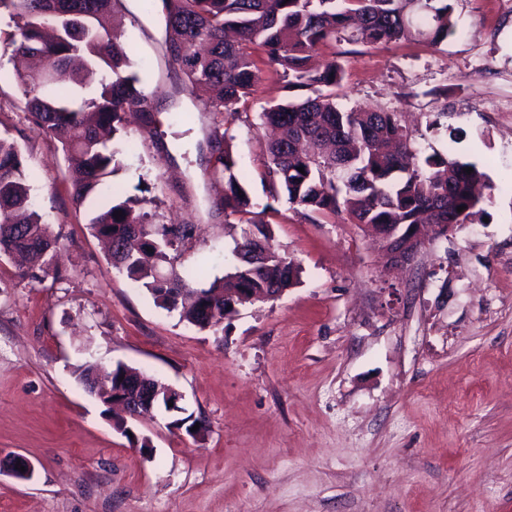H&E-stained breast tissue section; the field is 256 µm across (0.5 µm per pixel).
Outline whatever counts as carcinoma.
Returning a JSON list of instances; mask_svg holds the SVG:
<instances>
[{"label":"carcinoma","instance_id":"obj_1","mask_svg":"<svg viewBox=\"0 0 512 512\" xmlns=\"http://www.w3.org/2000/svg\"><path fill=\"white\" fill-rule=\"evenodd\" d=\"M119 4L0 0V11L15 23L14 54H38L55 72L79 63L73 78L79 87L83 74H101L90 94L54 90V82L34 74L18 76L32 121L77 159L69 173L77 203L116 171L118 151L109 139L125 132L126 112L149 111L139 79L126 71L127 47L112 28ZM161 5L165 48L179 71L180 88L209 111L235 119L238 104L254 94L259 80L257 48L282 69L288 87L312 92L299 102L263 109L264 124L279 131L266 145L272 192L325 216L343 215L351 224H378L384 236L404 224H467L476 214L481 198L474 186L485 174L474 164L431 156L420 166L394 113L338 106L336 89L344 72L337 61L318 69L308 65L311 53L333 38L372 47L408 38L441 44L456 32L447 0H161ZM210 146L209 174L224 179V216L244 218L270 242L256 204L234 172L226 133L217 126ZM469 167L473 172L467 174ZM138 204L113 201L90 220L95 235L109 244L112 266L141 284L159 306L179 311L180 318L201 329L218 327L226 313L224 279L191 289L175 271H162L178 232L152 223ZM459 206L464 210L457 211ZM117 211L122 216L115 217ZM57 243L32 208L21 152L0 137V256L24 258L36 280L49 274ZM228 278L243 305L263 301L275 288L292 287L298 271L283 256L239 260ZM79 379L96 382L101 401L113 402L112 379L99 382L90 370L80 372Z\"/></svg>","mask_w":512,"mask_h":512}]
</instances>
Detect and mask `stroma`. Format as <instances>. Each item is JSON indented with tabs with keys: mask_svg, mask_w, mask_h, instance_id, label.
Returning a JSON list of instances; mask_svg holds the SVG:
<instances>
[{
	"mask_svg": "<svg viewBox=\"0 0 512 512\" xmlns=\"http://www.w3.org/2000/svg\"><path fill=\"white\" fill-rule=\"evenodd\" d=\"M123 3L114 25L152 112L128 118L113 196L187 227L177 273L224 277L245 225L208 175L214 116L173 94L157 16ZM451 5L457 32L440 45L331 40L313 61L339 60L343 108L393 112L419 157L486 173L470 223L391 266L360 225L271 198L260 115L301 92L256 54L227 139L299 282L209 329L112 267L90 227L108 196L74 203L67 157L24 110L0 13V136L25 158L63 272L33 282L0 262V456L34 466L28 481L0 474V512H512V0ZM119 362L182 393L204 432L161 408L119 431L78 379Z\"/></svg>",
	"mask_w": 512,
	"mask_h": 512,
	"instance_id": "1",
	"label": "stroma"
}]
</instances>
